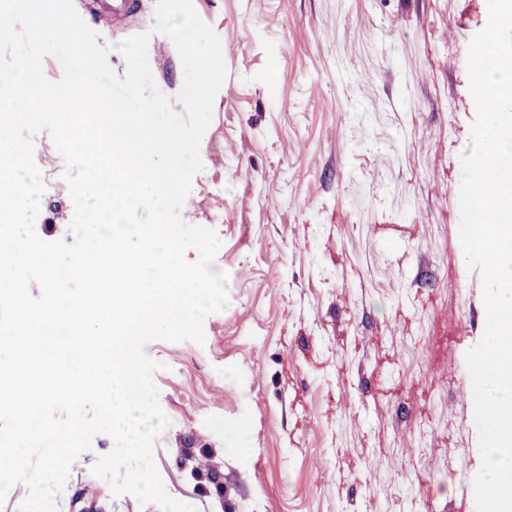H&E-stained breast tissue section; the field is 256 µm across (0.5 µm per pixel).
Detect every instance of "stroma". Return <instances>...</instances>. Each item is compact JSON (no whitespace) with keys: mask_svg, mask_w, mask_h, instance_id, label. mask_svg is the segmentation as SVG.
<instances>
[{"mask_svg":"<svg viewBox=\"0 0 512 512\" xmlns=\"http://www.w3.org/2000/svg\"><path fill=\"white\" fill-rule=\"evenodd\" d=\"M226 77L181 208L221 241L211 268L230 303L204 340H154L170 425L153 457L197 512H476L478 430L465 353L486 326L479 271L459 237L460 155L477 117L468 46L487 0H193ZM156 0L119 20L74 0L109 45L150 32L157 88L176 95L174 43ZM46 189L37 225L58 240L74 206L48 131L32 136ZM84 453L58 494L112 512H160L114 495ZM224 475L223 491L203 481Z\"/></svg>","mask_w":512,"mask_h":512,"instance_id":"35a3bbf8","label":"stroma"}]
</instances>
